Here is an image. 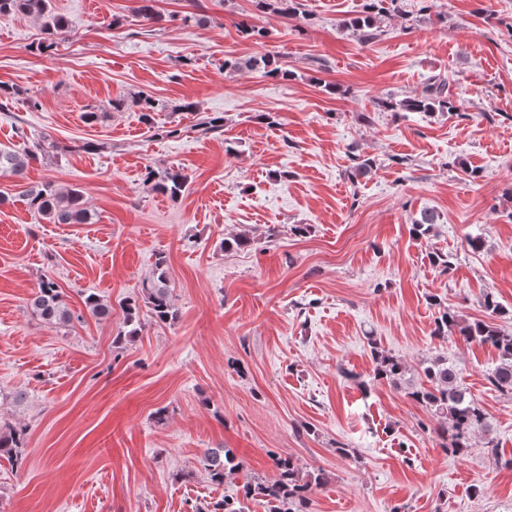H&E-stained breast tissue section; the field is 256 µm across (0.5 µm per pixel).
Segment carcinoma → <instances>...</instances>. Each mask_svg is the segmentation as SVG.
I'll return each mask as SVG.
<instances>
[{
    "mask_svg": "<svg viewBox=\"0 0 512 512\" xmlns=\"http://www.w3.org/2000/svg\"><path fill=\"white\" fill-rule=\"evenodd\" d=\"M137 13L145 20L159 23L162 14L156 10L155 0H138ZM256 8L264 13L281 18L297 14L299 0H254ZM382 0H370L367 15L355 17L344 23L359 38L369 43L379 36L375 27L373 14L380 11ZM22 14L42 21L43 30L49 37H58L67 32V18L55 11L53 0H0V16ZM224 69L242 71L244 69L261 72L266 76L291 79L292 71L268 54H261L247 59L227 58ZM379 106L390 112H457L459 105L450 93L448 83L433 79L419 95L397 100L388 97L379 102ZM43 144L24 146L10 151L0 150V170L16 177H26V171L32 161L38 158ZM144 183L154 191H159L172 198L178 197L185 189L187 176L181 170H170L161 177L147 171ZM29 208L47 219L52 224H88L92 214L87 207L83 192L78 188L65 191L56 189L52 183L45 182L26 187L22 191ZM438 215L426 210L412 226L413 234L419 238L428 236L437 224ZM144 302L150 309L155 322L171 324L178 319V310L172 303L168 285L167 256L159 254L154 263L152 277L142 285V300L132 297L125 299L121 308L124 323L132 325L139 312V302ZM85 306L95 317L109 319L112 317V303L95 295L85 298ZM27 308L32 315L51 326L66 325L71 322L73 312L65 299L64 292L50 278L41 280L38 288L29 298ZM433 335L443 338L454 334L465 343H479L494 347L499 354V363L488 373L487 381L491 389L498 392L512 393V334L502 332L495 323L475 319L467 320L457 312L442 308L434 320ZM374 379L388 380L395 385L406 384V395L414 401L429 408L440 423L442 448L456 454L464 453L469 447L471 436L488 430L487 414L477 400L467 392L460 381L458 366L443 357L433 360L423 368L426 382L407 383L408 366L397 356L384 350L373 352ZM28 440V426L16 423H0V459L20 465ZM236 456L231 448H209L204 452L203 467L210 482L217 486L224 485L229 471L238 468ZM277 477L274 481L246 482L237 496H225L213 505L212 512H246L245 502L257 497L266 500L271 512H308L311 485L320 483L322 474L304 473L302 467L290 458L278 457L274 460Z\"/></svg>",
    "mask_w": 512,
    "mask_h": 512,
    "instance_id": "1",
    "label": "carcinoma"
}]
</instances>
